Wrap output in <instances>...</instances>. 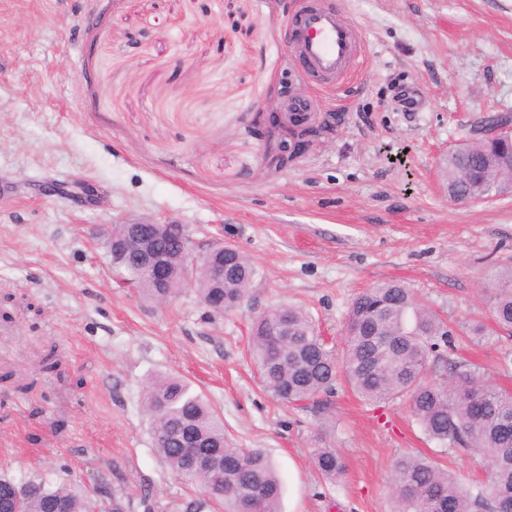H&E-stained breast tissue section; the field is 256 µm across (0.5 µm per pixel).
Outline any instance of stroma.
Wrapping results in <instances>:
<instances>
[{
    "label": "stroma",
    "instance_id": "stroma-1",
    "mask_svg": "<svg viewBox=\"0 0 512 512\" xmlns=\"http://www.w3.org/2000/svg\"><path fill=\"white\" fill-rule=\"evenodd\" d=\"M307 0H0V472H36L129 512H180L193 487L160 460L145 381H190L239 448H262L281 512H393L391 465L436 457L407 401L364 404L345 384L292 407L250 354L260 312L303 307L341 342L348 305L396 280L445 322L440 357L512 388V339L487 320L492 271L512 267V193L449 200L441 161L480 117L512 113V0H339L361 63L318 85L292 65L284 23ZM291 87L310 127L337 121L281 167L282 136L252 132ZM422 111L406 112L408 87ZM67 194L46 192L47 183ZM97 185L98 203L72 199ZM184 225L254 261L241 306L209 312L122 283L99 228ZM327 433L346 465L314 471Z\"/></svg>",
    "mask_w": 512,
    "mask_h": 512
}]
</instances>
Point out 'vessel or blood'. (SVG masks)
<instances>
[{"instance_id":"1","label":"vessel or blood","mask_w":512,"mask_h":512,"mask_svg":"<svg viewBox=\"0 0 512 512\" xmlns=\"http://www.w3.org/2000/svg\"><path fill=\"white\" fill-rule=\"evenodd\" d=\"M295 46L293 65L315 80L329 84L360 63L357 28L341 18L335 0H316L288 28Z\"/></svg>"}]
</instances>
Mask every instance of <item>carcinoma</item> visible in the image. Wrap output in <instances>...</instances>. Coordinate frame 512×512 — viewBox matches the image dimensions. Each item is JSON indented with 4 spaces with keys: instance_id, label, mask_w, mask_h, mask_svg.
I'll return each mask as SVG.
<instances>
[{
    "instance_id": "carcinoma-1",
    "label": "carcinoma",
    "mask_w": 512,
    "mask_h": 512,
    "mask_svg": "<svg viewBox=\"0 0 512 512\" xmlns=\"http://www.w3.org/2000/svg\"><path fill=\"white\" fill-rule=\"evenodd\" d=\"M510 156L509 145L474 136L448 154V196L477 200L511 190L512 178L502 165ZM119 269L147 299L166 303L190 290L215 313L238 307L256 276L254 262L240 250L224 259L222 288L212 286L203 266L188 280L178 277L170 287L157 288L133 251ZM495 281L490 318L497 332L512 336V268L499 272ZM284 321L288 357L280 359L273 333ZM444 337L445 324L437 314L402 283L388 281L352 300L339 347L316 329L305 310L291 305L271 307L255 319L251 346L261 386L286 404L302 406L330 394L342 378L368 403L407 400L423 432L448 454L474 453L493 464L487 481L467 490L438 461L403 455L392 464L395 512H512V425L506 423L512 392L472 361L449 364L445 375L431 374L430 355ZM143 404L162 462L200 495L185 512H202L208 505L222 512H280L281 483L266 452L234 446L222 418L188 381L175 375L151 379ZM187 439L205 455V464L189 462L182 447ZM311 461L331 482L344 474L343 459L329 443L312 449ZM219 481L224 495L213 498L210 491ZM2 491L14 493L6 512H56L59 502L68 512L96 508L89 495L45 475L21 482L0 475Z\"/></svg>"
}]
</instances>
